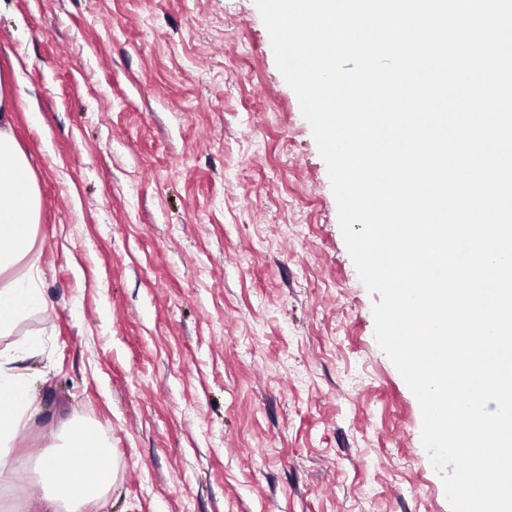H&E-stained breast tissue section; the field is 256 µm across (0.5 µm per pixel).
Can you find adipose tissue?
I'll list each match as a JSON object with an SVG mask.
<instances>
[{
    "instance_id": "obj_1",
    "label": "adipose tissue",
    "mask_w": 512,
    "mask_h": 512,
    "mask_svg": "<svg viewBox=\"0 0 512 512\" xmlns=\"http://www.w3.org/2000/svg\"><path fill=\"white\" fill-rule=\"evenodd\" d=\"M15 71V65H0V276L10 277L0 285V337L12 335L33 312L47 308L37 270L28 269L16 279L10 276L36 241L41 212L35 172L14 134ZM38 353L33 339L0 349V481L12 468L19 432L41 412L27 366ZM63 452L67 457L63 465L50 454L38 460L37 478L28 493L38 512H82L103 499L114 479V451L89 426L70 425Z\"/></svg>"
}]
</instances>
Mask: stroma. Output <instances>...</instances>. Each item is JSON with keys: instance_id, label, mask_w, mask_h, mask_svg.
Segmentation results:
<instances>
[{"instance_id": "obj_1", "label": "stroma", "mask_w": 512, "mask_h": 512, "mask_svg": "<svg viewBox=\"0 0 512 512\" xmlns=\"http://www.w3.org/2000/svg\"><path fill=\"white\" fill-rule=\"evenodd\" d=\"M11 57L47 302L0 339L40 345L15 512L70 421L101 512H450L254 0H0Z\"/></svg>"}]
</instances>
